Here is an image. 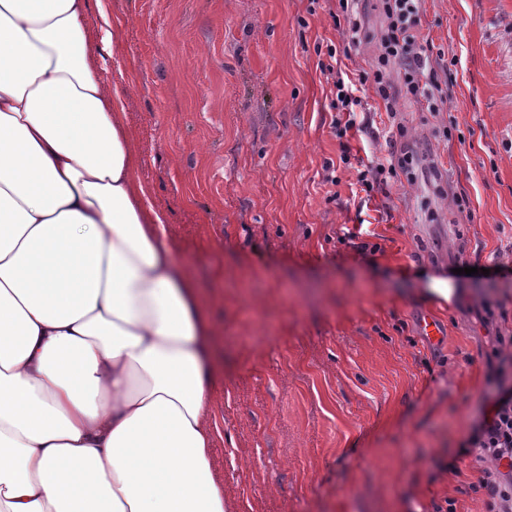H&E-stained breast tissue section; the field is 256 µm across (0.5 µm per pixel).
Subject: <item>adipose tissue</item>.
Listing matches in <instances>:
<instances>
[{
    "mask_svg": "<svg viewBox=\"0 0 512 512\" xmlns=\"http://www.w3.org/2000/svg\"><path fill=\"white\" fill-rule=\"evenodd\" d=\"M88 6L0 0V512H226L213 328Z\"/></svg>",
    "mask_w": 512,
    "mask_h": 512,
    "instance_id": "ef3b65f1",
    "label": "adipose tissue"
}]
</instances>
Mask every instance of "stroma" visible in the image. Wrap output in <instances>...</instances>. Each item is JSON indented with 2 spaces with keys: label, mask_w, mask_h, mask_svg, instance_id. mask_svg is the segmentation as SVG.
Listing matches in <instances>:
<instances>
[{
  "label": "stroma",
  "mask_w": 512,
  "mask_h": 512,
  "mask_svg": "<svg viewBox=\"0 0 512 512\" xmlns=\"http://www.w3.org/2000/svg\"><path fill=\"white\" fill-rule=\"evenodd\" d=\"M338 8L101 0L86 26L103 11L120 23L104 77L124 90L139 178L209 302L211 467L228 512H487L462 444L512 335V281L456 279L445 301L427 277L512 266V0H423L447 101L402 98L392 118L362 93L372 129L350 136L352 154L387 155L373 134L398 122L415 158L363 197L320 71L342 41ZM360 8L365 37L342 61L353 79L385 28L381 0Z\"/></svg>",
  "instance_id": "stroma-1"
}]
</instances>
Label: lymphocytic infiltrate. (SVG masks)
<instances>
[{
	"instance_id": "1",
	"label": "lymphocytic infiltrate",
	"mask_w": 512,
	"mask_h": 512,
	"mask_svg": "<svg viewBox=\"0 0 512 512\" xmlns=\"http://www.w3.org/2000/svg\"><path fill=\"white\" fill-rule=\"evenodd\" d=\"M360 0H339L345 26L341 32L342 47L328 45V64L321 72L336 89L330 102L338 116L332 121L335 137H346L356 126L350 111L360 105V86L372 85L385 101L387 111H395L391 93L393 80H400L405 98L425 100L429 111H441L445 100L439 91L438 74L427 53L428 41L416 31L421 0H383L386 28L381 39V53L372 72L359 75L357 81H345L331 59L338 50H351L362 41L363 25ZM398 64V74H391L390 64ZM466 453L479 465L483 476L488 512H512V386L497 382L494 392L486 399L480 424L467 442Z\"/></svg>"
}]
</instances>
